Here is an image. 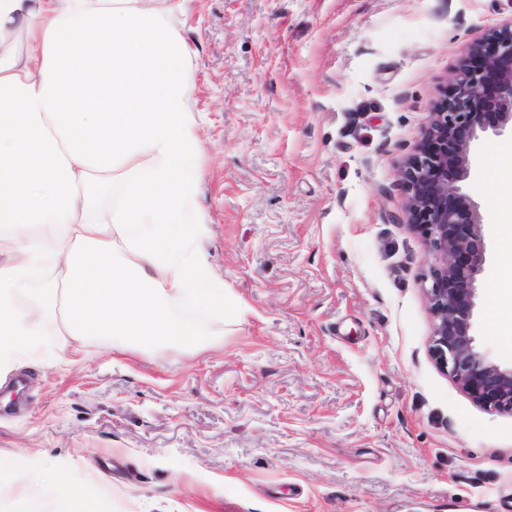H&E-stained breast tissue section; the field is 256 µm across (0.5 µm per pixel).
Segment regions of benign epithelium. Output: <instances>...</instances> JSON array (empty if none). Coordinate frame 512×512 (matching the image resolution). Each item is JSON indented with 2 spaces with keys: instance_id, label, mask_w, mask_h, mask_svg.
<instances>
[{
  "instance_id": "obj_1",
  "label": "benign epithelium",
  "mask_w": 512,
  "mask_h": 512,
  "mask_svg": "<svg viewBox=\"0 0 512 512\" xmlns=\"http://www.w3.org/2000/svg\"><path fill=\"white\" fill-rule=\"evenodd\" d=\"M465 55L467 64L433 108L424 133L437 140L436 149L420 148L399 177L409 194V221L421 230L435 260L428 289L436 318L433 354L475 401L512 412V366L487 361L472 334L486 244L477 206L461 204L459 186L468 177L472 143L489 130L497 136L512 133V26L469 44ZM490 83L498 112L489 124L480 107Z\"/></svg>"
}]
</instances>
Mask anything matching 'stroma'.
Masks as SVG:
<instances>
[{"instance_id": "stroma-1", "label": "stroma", "mask_w": 512, "mask_h": 512, "mask_svg": "<svg viewBox=\"0 0 512 512\" xmlns=\"http://www.w3.org/2000/svg\"><path fill=\"white\" fill-rule=\"evenodd\" d=\"M203 137L196 204L236 311L207 349L83 352L0 383V451L102 483L116 512H462L512 501V413L431 352L433 265L400 168L467 44L512 0H180ZM472 146L487 244L473 320L512 365L496 203Z\"/></svg>"}]
</instances>
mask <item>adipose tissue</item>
I'll return each mask as SVG.
<instances>
[{
  "label": "adipose tissue",
  "mask_w": 512,
  "mask_h": 512,
  "mask_svg": "<svg viewBox=\"0 0 512 512\" xmlns=\"http://www.w3.org/2000/svg\"><path fill=\"white\" fill-rule=\"evenodd\" d=\"M176 0H0V382L79 353L219 343L224 279L195 208L203 154ZM128 178L111 205L112 177ZM202 315L203 323L183 317ZM16 512H112L98 484L0 453Z\"/></svg>",
  "instance_id": "1"
}]
</instances>
